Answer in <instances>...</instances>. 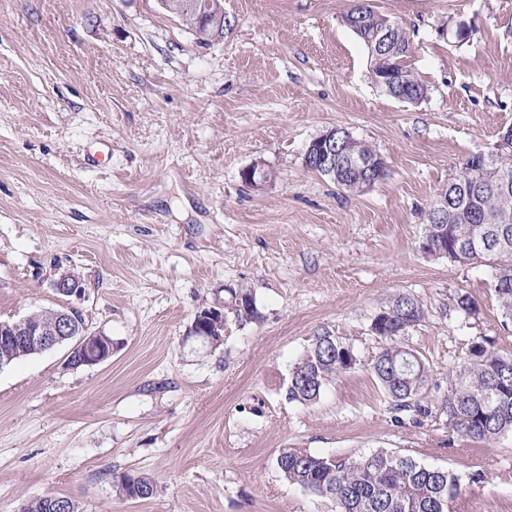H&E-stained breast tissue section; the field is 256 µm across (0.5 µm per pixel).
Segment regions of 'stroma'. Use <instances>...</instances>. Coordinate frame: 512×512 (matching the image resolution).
Segmentation results:
<instances>
[{
  "mask_svg": "<svg viewBox=\"0 0 512 512\" xmlns=\"http://www.w3.org/2000/svg\"><path fill=\"white\" fill-rule=\"evenodd\" d=\"M352 4L224 0L232 27L203 47L158 0H0V321L70 307L114 342L93 367L66 368L62 346L0 368V512L46 495L78 512H332L281 478L286 448L406 455L460 476L450 512H512V432L461 437L445 408L471 343L512 352V321L488 266L419 249L460 162L512 127V0H372L407 30L417 102L373 82ZM333 126L385 179L351 194L304 167ZM102 140L109 159L87 163ZM257 162L270 179L245 183ZM70 273L84 296L55 290ZM229 287L261 319L228 321L214 348L188 339ZM400 293L425 311L405 336L430 371L424 417L371 373L372 320ZM322 328L357 362L303 405L290 373ZM132 472L153 497H116Z\"/></svg>",
  "mask_w": 512,
  "mask_h": 512,
  "instance_id": "35a3bbf8",
  "label": "stroma"
}]
</instances>
